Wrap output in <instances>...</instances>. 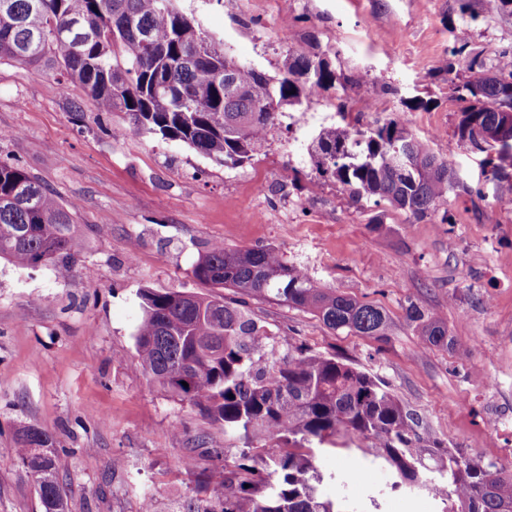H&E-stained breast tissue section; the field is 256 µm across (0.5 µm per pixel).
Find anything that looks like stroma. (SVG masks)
<instances>
[{
  "label": "stroma",
  "mask_w": 512,
  "mask_h": 512,
  "mask_svg": "<svg viewBox=\"0 0 512 512\" xmlns=\"http://www.w3.org/2000/svg\"><path fill=\"white\" fill-rule=\"evenodd\" d=\"M462 0H178L241 65L273 76L285 50L326 54L346 88H331L272 126L260 154L219 166L179 141L133 132L55 72L0 61V159L19 161L66 204L86 239L67 279L55 265L23 270L0 259V512H42L16 454L19 426L37 425L67 449L68 512H183L203 499L215 464L204 438L224 430L155 386L135 364L142 288L201 291L200 253L271 247L319 287L381 306L384 339L337 334L313 314L252 300V317L280 351L304 345L377 375L441 447L512 472V182L486 181L484 153L457 135L461 104L435 69L450 28L472 53L512 49V17L461 19ZM398 117L449 160L448 212L414 219L388 204L351 205L321 178L308 147L347 119ZM481 187L484 199L471 196ZM440 318L450 344L426 348L408 303ZM189 456L190 468L178 460ZM326 474H362L348 494L385 487L387 470L361 450L330 451Z\"/></svg>",
  "instance_id": "35a3bbf8"
}]
</instances>
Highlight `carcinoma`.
Returning a JSON list of instances; mask_svg holds the SVG:
<instances>
[{"label": "carcinoma", "mask_w": 512, "mask_h": 512, "mask_svg": "<svg viewBox=\"0 0 512 512\" xmlns=\"http://www.w3.org/2000/svg\"><path fill=\"white\" fill-rule=\"evenodd\" d=\"M488 18L512 16V0H481ZM55 70L63 86L79 84L105 111L123 112L139 134L186 144L207 159L239 167L259 154L278 108L312 102L335 87L323 56L290 47L278 77L257 74L224 54L216 37L176 0H0V60ZM473 79L453 87L466 103L460 140L490 149L487 179H512V142L484 132L512 109V52L468 62ZM277 103L270 111L268 106ZM319 176L339 182L354 203L373 198L415 219L443 211L454 189L453 169L398 118L365 131L348 123L322 128L311 146ZM73 211L38 178L0 161V258L17 267L57 264L78 253ZM194 277L206 288H229L252 299L307 311L333 332L381 339L385 310L318 287L273 248L200 254ZM134 340L137 366L149 380L224 427L241 444L230 458L213 440L201 446L224 462L208 496L185 512H378L347 496L325 493L316 452L357 448L392 474L389 489L427 494L439 512H512V475L458 448H440L397 396L373 374L335 355L291 346L244 309L245 301L213 293L139 292ZM407 320L430 347H448V327L416 304ZM18 457L34 476L43 512H67L61 475L66 454L51 433L24 425Z\"/></svg>", "instance_id": "cac0c4a2"}]
</instances>
